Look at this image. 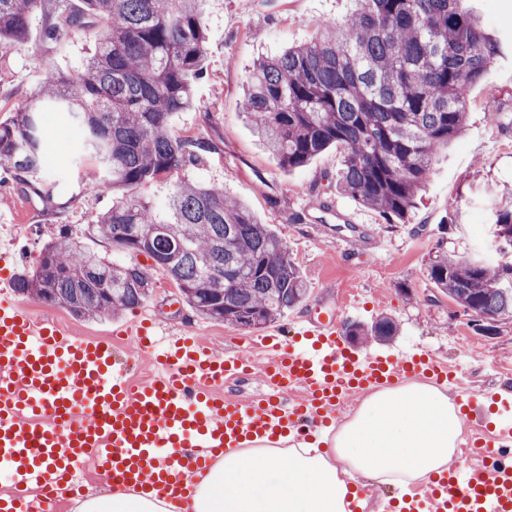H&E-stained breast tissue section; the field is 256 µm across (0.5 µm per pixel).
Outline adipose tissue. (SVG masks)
Instances as JSON below:
<instances>
[{
    "instance_id": "adipose-tissue-1",
    "label": "adipose tissue",
    "mask_w": 512,
    "mask_h": 512,
    "mask_svg": "<svg viewBox=\"0 0 512 512\" xmlns=\"http://www.w3.org/2000/svg\"><path fill=\"white\" fill-rule=\"evenodd\" d=\"M461 432V409L447 390L409 382L368 395L353 419L320 442L280 438L225 449L196 472L190 504L115 486L79 501L76 512H349L350 503H366L349 489V475L408 492L447 468Z\"/></svg>"
}]
</instances>
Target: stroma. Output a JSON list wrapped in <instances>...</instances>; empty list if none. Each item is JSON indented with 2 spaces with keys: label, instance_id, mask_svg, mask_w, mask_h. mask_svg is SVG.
Returning a JSON list of instances; mask_svg holds the SVG:
<instances>
[{
  "label": "stroma",
  "instance_id": "obj_1",
  "mask_svg": "<svg viewBox=\"0 0 512 512\" xmlns=\"http://www.w3.org/2000/svg\"><path fill=\"white\" fill-rule=\"evenodd\" d=\"M345 17V0H208V76L197 86L202 108L175 113L170 131L206 141L211 150L181 176L223 187L282 238L309 285L308 296L289 310V317L333 314L343 296L358 297L365 309L352 315L353 323L368 327L390 318L397 326L393 344L409 340L437 360L463 363L465 389L479 396L512 392V319L499 323L498 335L477 334L425 274L430 259L442 252L492 265L505 260L494 235V214L512 203V129L503 128L499 118L503 112L512 114V57L494 64L470 88L467 126L434 162L410 223L386 224L337 192L339 149H327L305 167L284 168L259 145L241 114L247 76L260 55L310 40L317 22L339 25ZM100 29L95 21L71 38L50 43L36 20L24 46L0 51V122L11 119L48 69L67 72L89 56ZM45 133L48 165L33 180L52 188V208H45L0 168V214L13 212L18 218L0 234L17 239L23 266L60 228L87 236L96 215L112 203L98 189L95 163L79 153L78 131L51 111ZM340 217L365 229L367 239L356 243L334 231ZM153 279L146 306L170 333L194 330L219 354L242 347L251 336V329L197 316L162 271H154ZM404 283L412 285L411 295L401 292ZM28 306L36 317L54 320L78 337L112 336L133 317L127 311L84 320L38 301Z\"/></svg>",
  "mask_w": 512,
  "mask_h": 512
}]
</instances>
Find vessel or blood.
Returning a JSON list of instances; mask_svg holds the SVG:
<instances>
[{"label": "vessel or blood", "mask_w": 512, "mask_h": 512, "mask_svg": "<svg viewBox=\"0 0 512 512\" xmlns=\"http://www.w3.org/2000/svg\"><path fill=\"white\" fill-rule=\"evenodd\" d=\"M11 257V243L0 242V471L12 480L0 512H58L52 489L80 495L86 463L113 484L187 503L194 473L224 449L309 439L334 426L358 392L427 379L453 388L463 377L416 346L356 349L334 321L308 318L221 355L199 337H170L156 375L133 386L111 339L75 337L16 300ZM158 329L141 311L121 333L149 351ZM258 363L268 394L226 396L225 384ZM463 412L479 455L429 477L401 512H512V416L490 429L481 403Z\"/></svg>", "instance_id": "b4317fda"}]
</instances>
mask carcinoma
<instances>
[{
	"label": "carcinoma",
	"instance_id": "1",
	"mask_svg": "<svg viewBox=\"0 0 512 512\" xmlns=\"http://www.w3.org/2000/svg\"><path fill=\"white\" fill-rule=\"evenodd\" d=\"M205 0H0V47L28 40L38 15L45 40L75 35L89 17L105 21L95 53L71 72L50 70L43 85L0 123V165L28 185L44 166L45 109L67 114L112 195L89 236L163 269L200 317L244 328L278 322L308 295L282 240L249 208L215 185L175 181L160 216L141 195L148 184L196 164L209 146L177 138L171 116L199 108L205 77ZM338 28L254 62L241 108L265 148L301 168L336 146V191L388 224L410 221L439 149L463 131L470 87L505 54L470 0H351ZM426 276L470 318L497 334L512 318V263L490 266L430 259ZM152 274L115 262L62 231L19 272L17 292L94 320L147 300ZM382 317L371 335H395Z\"/></svg>",
	"mask_w": 512,
	"mask_h": 512
}]
</instances>
